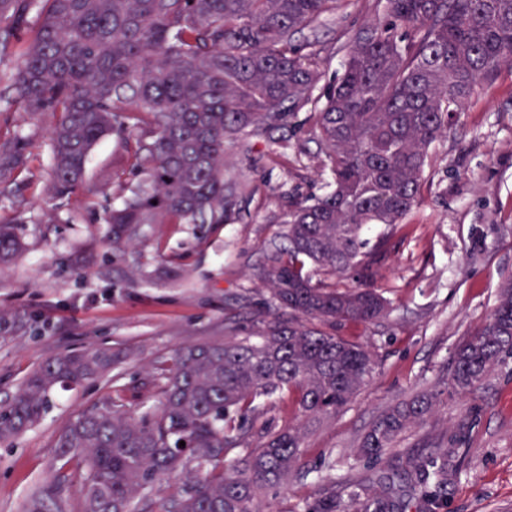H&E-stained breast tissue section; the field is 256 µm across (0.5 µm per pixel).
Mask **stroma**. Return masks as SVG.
<instances>
[{"instance_id":"obj_1","label":"stroma","mask_w":512,"mask_h":512,"mask_svg":"<svg viewBox=\"0 0 512 512\" xmlns=\"http://www.w3.org/2000/svg\"><path fill=\"white\" fill-rule=\"evenodd\" d=\"M377 16L372 0H339L318 33L326 80L342 72L346 34ZM50 117L30 119L20 104L0 101V134L27 140L15 192L0 196V222L22 221L24 252L0 273V402L60 351L123 353L132 405L151 401L144 371L176 349L249 325L268 291L255 280L267 243L283 228L290 202L322 195L329 178L318 133L299 112L273 137L227 144L225 182L246 187L224 224H149L142 244L112 255L103 220L117 204L108 181L114 140L92 150L86 184L47 201L52 166ZM94 259L78 264V257ZM512 276V66L470 100L447 138L429 150L419 203L389 239L372 284L390 304L378 324H348L340 333L367 344L373 373L336 415L311 426L298 472L268 493L269 512H294L325 489L351 488L408 501L396 475L404 453L457 446L458 467L435 512H512V362L496 368L473 397L442 396L376 464L358 459L361 437L396 401L443 387L456 347L491 316L501 283ZM99 379L57 389L53 410L32 430L0 443V512H24L29 497L57 481L67 512H78L85 470H54V441L108 391Z\"/></svg>"}]
</instances>
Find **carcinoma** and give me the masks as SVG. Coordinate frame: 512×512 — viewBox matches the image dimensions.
Returning <instances> with one entry per match:
<instances>
[{
	"instance_id": "1",
	"label": "carcinoma",
	"mask_w": 512,
	"mask_h": 512,
	"mask_svg": "<svg viewBox=\"0 0 512 512\" xmlns=\"http://www.w3.org/2000/svg\"><path fill=\"white\" fill-rule=\"evenodd\" d=\"M386 22L349 36L342 75L324 77L318 42L294 35L320 27L336 0H0V56L21 64L7 77L31 117L53 118L52 199L85 182L89 155L115 137L121 203L107 210L112 255L147 224H223L237 203L224 182L228 140L270 134L305 106L317 128L328 190L293 201L279 239L264 250L259 281L273 310L249 334L224 332L153 364L145 379L158 403L130 410L120 355L61 352L0 405V442L33 428L59 387L112 376L96 409L71 420L55 461H77L86 478L80 512H135L134 499L167 475L185 482L173 512H264L263 496L288 483L307 426L347 405L375 366L362 343L336 334L347 323L387 317L372 285L339 288L328 276L366 280L388 238L419 201L431 145L472 95L512 65V0H375ZM24 139L0 136V195L13 192ZM381 232L375 242L366 233ZM24 249L16 224H0V269ZM512 358V279L489 321L454 352L446 388L474 394ZM440 390L390 406L364 433L359 455L379 461L434 409ZM288 401L294 422L276 413ZM185 446H180V442ZM398 472L413 496L447 494L452 448L410 458ZM382 495L348 500L322 492L304 512H394ZM28 512H63L49 490Z\"/></svg>"
}]
</instances>
